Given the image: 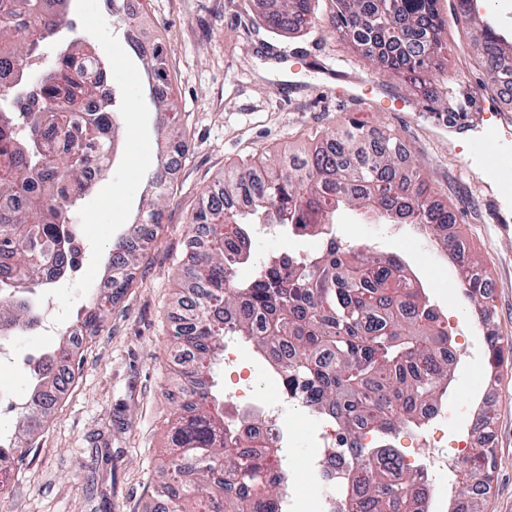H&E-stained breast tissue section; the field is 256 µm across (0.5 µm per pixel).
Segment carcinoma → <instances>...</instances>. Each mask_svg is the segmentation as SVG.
Segmentation results:
<instances>
[{
    "label": "carcinoma",
    "mask_w": 512,
    "mask_h": 512,
    "mask_svg": "<svg viewBox=\"0 0 512 512\" xmlns=\"http://www.w3.org/2000/svg\"><path fill=\"white\" fill-rule=\"evenodd\" d=\"M70 0H0V69L13 75L11 93L0 96V198L21 204L0 210V266L30 280L47 270L50 284L62 277L61 265L75 263L73 242L76 203L89 193L91 168L104 173L118 131L110 93L92 108L97 92L92 45L80 36L62 41L39 69L30 61L70 28ZM259 16L275 30L314 23L315 0H257ZM329 5L334 29L356 47L371 45V60L388 77L423 82L440 49L446 23L438 0H322ZM112 16L124 26L125 40L143 61L148 92L158 112L157 163L147 175L148 202L131 233L112 242L105 257L111 296L132 281L139 250L133 238H154L163 219L167 190L165 164L182 156L177 109L157 88L168 81L166 55L136 35V17L119 9ZM476 42L498 93L512 94V37L476 16ZM397 138L367 133L351 123L326 136L309 158L267 159L260 167H234L224 185L209 193L207 205L189 229L206 230L207 243L185 268L181 288L200 290L201 313L175 331L179 345L202 354L200 366L183 373L186 406L171 421L172 452L158 470L157 493L169 500V512H270L285 476L271 475L281 449L269 446L245 455L225 478L224 456L257 443L239 424L224 417V392L212 373L224 353V337L243 338L269 365L283 368L288 383L305 403L336 427L356 465L339 477L347 512H422L415 499L416 476L401 470V457L385 443L363 447L362 428L383 439L414 428L425 402L442 395L452 365L440 357L450 345L448 330L424 289L416 286L405 264L393 254L373 261L368 251L340 249L334 215L344 206L372 212L386 223L424 224L452 258L476 267L458 253L451 233L455 218L436 203L420 173L401 163ZM277 224L327 241L304 261L288 254L268 255L251 277L237 269L252 263V227ZM463 294L477 321L490 320L484 288L476 275L462 281ZM24 282L0 280V340L33 329L40 313L29 301ZM487 363L499 365L512 354L487 333ZM76 348L61 339L44 352L30 371L28 404L16 414L15 431L30 442L39 437L52 411L50 390L60 376L55 361L69 360ZM492 450L478 443L456 482H484ZM455 512H484L482 499L469 491Z\"/></svg>",
    "instance_id": "cac0c4a2"
}]
</instances>
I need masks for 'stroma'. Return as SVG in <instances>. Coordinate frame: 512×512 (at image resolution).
Instances as JSON below:
<instances>
[{
    "instance_id": "obj_1",
    "label": "stroma",
    "mask_w": 512,
    "mask_h": 512,
    "mask_svg": "<svg viewBox=\"0 0 512 512\" xmlns=\"http://www.w3.org/2000/svg\"><path fill=\"white\" fill-rule=\"evenodd\" d=\"M448 20L437 66L424 89L405 79L376 78L360 49L333 29L327 15L298 33L267 28L254 0H141L145 40H162L177 102L187 155L168 175L171 194L163 224L142 257L130 287L102 306L101 322L71 364L69 389L39 439L7 479L0 512H157V465L169 454L176 402L167 360L175 352L179 283L188 259L187 227L209 190L222 185L226 169L311 149L318 138L357 121L365 130H387L405 144L410 161L453 211L457 242L480 262L493 286L486 302L494 329L512 343V227L494 223L493 195L465 167L467 145H452L446 122L479 129L481 98L491 83L474 40L469 15L453 0H439ZM79 34L92 44L112 39L118 51L105 57L115 81L120 112L117 148L105 176L77 203L83 226L78 268L36 288L39 301L54 300L68 321L80 324L93 289L106 287L101 258L127 233L138 212L144 180L156 163V114L140 62L126 48L124 31L105 0H71ZM374 79L371 87L345 85L337 95L328 71ZM372 248L398 255L423 284L458 352L448 403H468L485 391L492 413L484 438L492 450V480L478 486L485 512H512V358L495 368L470 354L471 307L458 298L448 260L411 238L408 225L376 237ZM251 347L235 365L217 368L222 392L245 405L272 397L260 369L249 380ZM288 442L283 453L294 467L315 451L314 426L299 406L285 405Z\"/></svg>"
}]
</instances>
